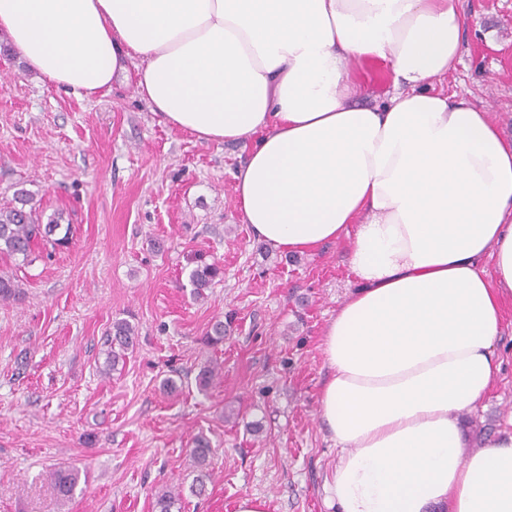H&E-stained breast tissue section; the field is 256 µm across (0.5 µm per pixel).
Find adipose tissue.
Segmentation results:
<instances>
[{"label": "adipose tissue", "instance_id": "adipose-tissue-1", "mask_svg": "<svg viewBox=\"0 0 512 512\" xmlns=\"http://www.w3.org/2000/svg\"><path fill=\"white\" fill-rule=\"evenodd\" d=\"M464 25L460 0H0L48 82L90 100L136 56L166 125L249 144L234 191L258 239L349 240L358 286L324 329L319 395L337 512H512V433L463 451L512 298V140L431 90ZM352 60L389 64L384 105L359 104Z\"/></svg>", "mask_w": 512, "mask_h": 512}]
</instances>
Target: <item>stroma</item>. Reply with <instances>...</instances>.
Here are the masks:
<instances>
[{
  "label": "stroma",
  "instance_id": "stroma-1",
  "mask_svg": "<svg viewBox=\"0 0 512 512\" xmlns=\"http://www.w3.org/2000/svg\"><path fill=\"white\" fill-rule=\"evenodd\" d=\"M460 62L435 83L486 110L512 139V0H462ZM126 79L92 100L30 71L0 31V204L15 190L74 226L68 249L0 256L21 284L0 302V512H154V494L185 489L181 512H329L323 482L336 449L319 417L327 321L357 283L348 240L288 254L243 224L233 191L239 144H207L165 125ZM350 71L367 105L383 104L385 63ZM224 275L191 295V257ZM233 315L224 341L204 342ZM135 324L124 364L105 371L113 321ZM489 391L463 416L466 452L512 428V301ZM221 375L199 390L208 363ZM175 381L176 390L166 388ZM213 449L205 493L187 456ZM74 468L72 495L49 488Z\"/></svg>",
  "mask_w": 512,
  "mask_h": 512
}]
</instances>
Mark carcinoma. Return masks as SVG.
Returning <instances> with one entry per match:
<instances>
[{
	"label": "carcinoma",
	"mask_w": 512,
	"mask_h": 512,
	"mask_svg": "<svg viewBox=\"0 0 512 512\" xmlns=\"http://www.w3.org/2000/svg\"><path fill=\"white\" fill-rule=\"evenodd\" d=\"M73 228L71 224L62 223V214L54 215L43 221L40 205L33 195L18 189L13 198L0 204V255L6 257L20 256L27 259L33 246L42 245L53 252L64 247L71 241ZM194 267L189 274L193 288V296L197 299L205 297V292L214 285L222 275V268L213 261L207 262L199 256L193 259ZM20 285L12 275H0V301L16 299ZM137 333L126 319H117L112 323V336L107 351L106 363L110 370L115 369L124 361L128 350L134 347ZM212 453L210 442L200 436L194 440V447L189 449L188 457L195 467L207 465ZM78 476L72 471L56 470L51 474L50 489L59 497L71 495ZM182 499L180 489L161 490L155 494V512H172V508Z\"/></svg>",
	"instance_id": "obj_1"
}]
</instances>
